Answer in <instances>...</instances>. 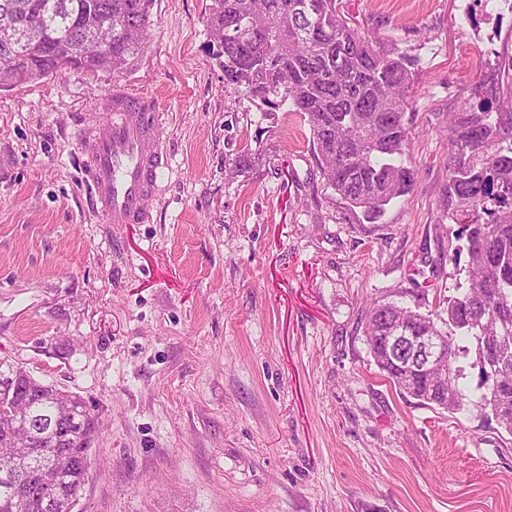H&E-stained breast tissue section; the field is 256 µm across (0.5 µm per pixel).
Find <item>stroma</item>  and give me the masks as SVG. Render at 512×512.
Segmentation results:
<instances>
[{"mask_svg": "<svg viewBox=\"0 0 512 512\" xmlns=\"http://www.w3.org/2000/svg\"><path fill=\"white\" fill-rule=\"evenodd\" d=\"M210 3L153 0L126 68L0 89V358L88 401L77 512H512V434L403 398L362 333L456 293L448 116L512 100V0H342L413 61L418 182L372 223L302 113L225 86ZM116 85L164 114L149 224L103 223L79 164Z\"/></svg>", "mask_w": 512, "mask_h": 512, "instance_id": "35a3bbf8", "label": "stroma"}]
</instances>
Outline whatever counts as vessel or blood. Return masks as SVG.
I'll list each match as a JSON object with an SVG mask.
<instances>
[{
	"mask_svg": "<svg viewBox=\"0 0 512 512\" xmlns=\"http://www.w3.org/2000/svg\"><path fill=\"white\" fill-rule=\"evenodd\" d=\"M108 118L85 126L83 171L97 214L108 224H146L168 158L153 99L113 88L102 101Z\"/></svg>",
	"mask_w": 512,
	"mask_h": 512,
	"instance_id": "b4317fda",
	"label": "vessel or blood"
}]
</instances>
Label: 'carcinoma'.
<instances>
[{"instance_id": "cac0c4a2", "label": "carcinoma", "mask_w": 512, "mask_h": 512, "mask_svg": "<svg viewBox=\"0 0 512 512\" xmlns=\"http://www.w3.org/2000/svg\"><path fill=\"white\" fill-rule=\"evenodd\" d=\"M152 0H0V81L27 83L66 69L119 70L143 51ZM122 29L110 30L108 20ZM9 21L25 24L28 44L7 45ZM207 27L224 56V85L252 99L290 104L309 122L314 155L328 186L369 220L414 189L417 171L406 158L404 116L412 71L402 52H381L375 39L351 27L340 0H212ZM446 216L458 225L466 252L467 287L443 310L423 314L395 303L369 307L363 336L376 366L403 395L450 412L464 410L460 360L475 341L484 364L488 342L512 327V112H457L448 122ZM417 336H446L452 368L428 383L390 361L385 337L400 324ZM501 348L512 355V330ZM14 393L0 396V512H47L45 498L78 504L87 476L95 419L78 394L35 379L0 359ZM497 392L482 381L478 404L512 434V369ZM72 408L73 422L32 438L26 419L48 421ZM21 463L26 488L3 474Z\"/></svg>"}]
</instances>
